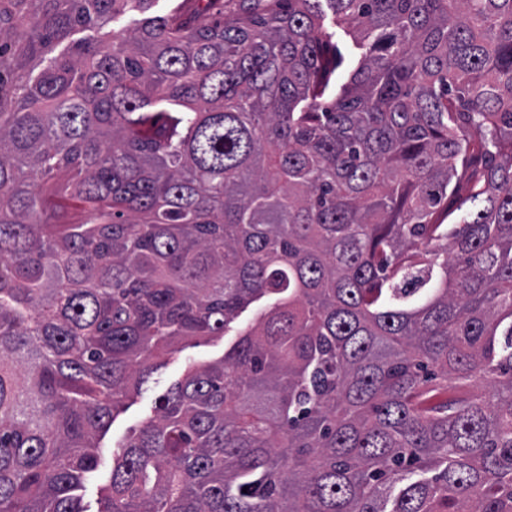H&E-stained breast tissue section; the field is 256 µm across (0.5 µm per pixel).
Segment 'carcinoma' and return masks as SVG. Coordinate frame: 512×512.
Listing matches in <instances>:
<instances>
[{
    "label": "carcinoma",
    "instance_id": "1",
    "mask_svg": "<svg viewBox=\"0 0 512 512\" xmlns=\"http://www.w3.org/2000/svg\"><path fill=\"white\" fill-rule=\"evenodd\" d=\"M212 2L0 0V512H512V0ZM234 336H219L208 343L186 346L172 353L166 364L153 374L142 391L126 400L125 408L115 415L108 431L100 440L101 464L97 471L89 474L84 482L82 505L88 512L98 509L101 486L105 485L112 471V450L133 429H138L154 415L155 399L162 389L181 380L190 364H205L219 360L235 341ZM157 382V383H155Z\"/></svg>",
    "mask_w": 512,
    "mask_h": 512
}]
</instances>
